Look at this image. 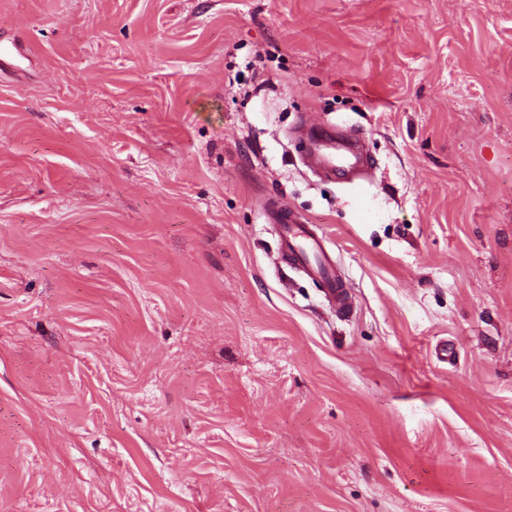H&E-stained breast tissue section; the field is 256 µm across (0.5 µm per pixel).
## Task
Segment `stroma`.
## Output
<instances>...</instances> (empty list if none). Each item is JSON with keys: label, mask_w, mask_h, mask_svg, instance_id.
I'll use <instances>...</instances> for the list:
<instances>
[{"label": "stroma", "mask_w": 512, "mask_h": 512, "mask_svg": "<svg viewBox=\"0 0 512 512\" xmlns=\"http://www.w3.org/2000/svg\"><path fill=\"white\" fill-rule=\"evenodd\" d=\"M0 512H512V0H0ZM342 148L328 141L321 145L318 160L327 177H335L336 172L353 169L360 163L359 157L353 153H342ZM269 224H277L282 238L285 256L290 263L310 278L319 281L326 295L334 303L338 313L351 310L352 301L347 293L343 278L325 246L317 228L302 224L291 211L272 201L266 209Z\"/></svg>", "instance_id": "1"}]
</instances>
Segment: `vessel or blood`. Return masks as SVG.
<instances>
[{"mask_svg":"<svg viewBox=\"0 0 512 512\" xmlns=\"http://www.w3.org/2000/svg\"><path fill=\"white\" fill-rule=\"evenodd\" d=\"M318 160L325 175L329 177L359 164L357 155L342 153L340 146L331 141L322 144ZM266 218L268 223L278 225L283 251L290 263L322 284L337 312H349L352 307L351 298L336 261L316 227L302 223L293 212L275 201L268 204Z\"/></svg>","mask_w":512,"mask_h":512,"instance_id":"vessel-or-blood-1","label":"vessel or blood"}]
</instances>
